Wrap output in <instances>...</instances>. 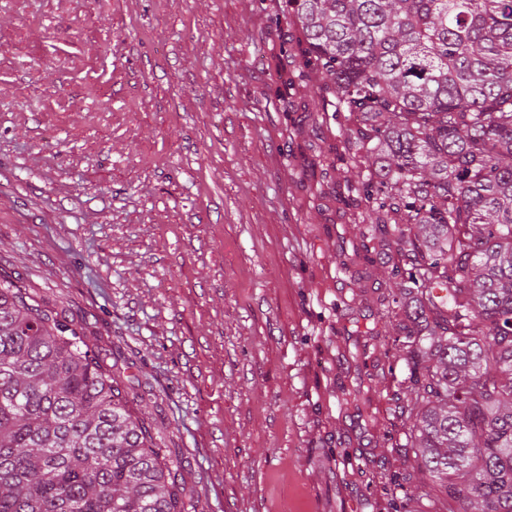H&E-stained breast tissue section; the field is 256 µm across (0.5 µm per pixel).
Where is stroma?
Wrapping results in <instances>:
<instances>
[{
	"label": "stroma",
	"mask_w": 512,
	"mask_h": 512,
	"mask_svg": "<svg viewBox=\"0 0 512 512\" xmlns=\"http://www.w3.org/2000/svg\"><path fill=\"white\" fill-rule=\"evenodd\" d=\"M320 84L285 0H0V275L86 327L198 512L426 506Z\"/></svg>",
	"instance_id": "stroma-1"
}]
</instances>
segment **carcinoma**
Returning <instances> with one entry per match:
<instances>
[{
    "instance_id": "obj_1",
    "label": "carcinoma",
    "mask_w": 512,
    "mask_h": 512,
    "mask_svg": "<svg viewBox=\"0 0 512 512\" xmlns=\"http://www.w3.org/2000/svg\"><path fill=\"white\" fill-rule=\"evenodd\" d=\"M355 120L433 512H512V0H286ZM83 327L0 276V512H196Z\"/></svg>"
}]
</instances>
